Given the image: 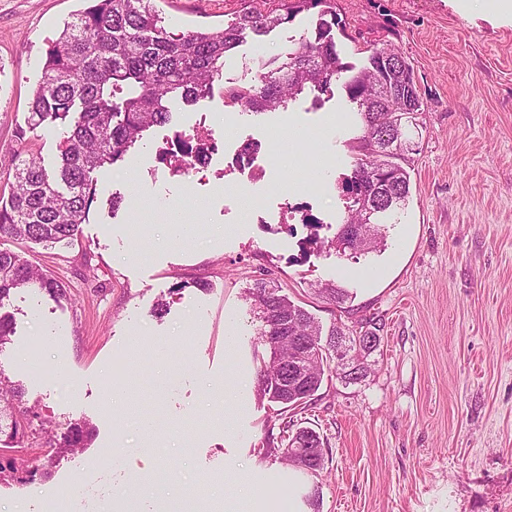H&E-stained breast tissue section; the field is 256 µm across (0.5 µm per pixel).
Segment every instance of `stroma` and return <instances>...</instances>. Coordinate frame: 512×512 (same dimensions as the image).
I'll return each mask as SVG.
<instances>
[{"label": "stroma", "mask_w": 512, "mask_h": 512, "mask_svg": "<svg viewBox=\"0 0 512 512\" xmlns=\"http://www.w3.org/2000/svg\"><path fill=\"white\" fill-rule=\"evenodd\" d=\"M174 31L219 28L243 0H155ZM82 0H0V157L41 76L45 50ZM344 59L399 50L424 111L408 168L410 196L382 216L384 247L330 248L343 222L340 178L355 110L341 87L322 104L303 96L256 114L221 92L153 128L125 162L97 170L96 197L71 246L34 245L28 257L64 279L71 302L35 288L4 308L14 333L0 372L24 391L44 432L16 460L44 477L0 482V512H38L72 487L68 512H100L132 476L206 496L213 512H512V18L486 0H335ZM310 14L270 35H246L222 83L250 82L253 58H271L308 33ZM205 120L219 145L208 184L158 167L163 136ZM321 129L320 140L307 139ZM275 146L266 168L233 167L245 141ZM120 198L110 210L111 198ZM320 219L321 246L289 221ZM263 278L323 330L365 317L382 323L366 377H325L289 417L324 442L318 472L281 457L280 421L256 392L270 351L249 290ZM332 283L351 298L319 295ZM166 303L156 315L158 303ZM86 423L88 444L61 449ZM114 448L111 464L103 449Z\"/></svg>", "instance_id": "obj_1"}]
</instances>
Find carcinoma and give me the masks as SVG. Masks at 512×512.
Returning <instances> with one entry per match:
<instances>
[{"mask_svg":"<svg viewBox=\"0 0 512 512\" xmlns=\"http://www.w3.org/2000/svg\"><path fill=\"white\" fill-rule=\"evenodd\" d=\"M275 2L270 7L267 0H244L236 20L222 28L174 32L162 24L153 0H92L47 49L28 116L14 131L15 141L23 144L42 126H61L58 162L48 169L38 157L14 159L8 196L0 195V238L46 249L71 243L95 202L98 169L125 161L145 132L170 123L172 99L192 106L210 97L226 56L242 43L245 31L264 36L315 9L311 35L270 61H258L261 80L224 88V105L275 112L308 89L318 92L315 102L320 103L333 94L336 80L345 78L343 89L357 107L362 134L352 142L356 160L342 182L344 223L358 224L364 233L346 237L340 232L337 241L355 252L375 250L379 241L370 235L371 218L404 205L410 193L405 164L419 128L417 115L424 112L420 97L403 89L414 80L413 68L399 51L374 48L356 71L336 49L332 29L339 20L333 0ZM22 288L71 299L69 285L25 251L0 246V308ZM251 295L262 320L260 336L279 337L278 360H268L260 371L261 397L286 413L313 400L328 370L353 382L343 375L335 348L322 342V328L312 314L263 278L255 280ZM276 315L288 318L292 329L271 330ZM357 327L373 337V344L359 350L355 340L348 341L365 361L380 344V324L369 317ZM295 336L309 341L315 357L308 382L285 388L280 379L284 363L296 355ZM22 397V389L0 375V438L10 437L14 446L37 433L31 426L20 438L11 432L10 409ZM90 436L87 425L75 423L64 434L63 447L80 448Z\"/></svg>","mask_w":512,"mask_h":512,"instance_id":"obj_1","label":"carcinoma"}]
</instances>
